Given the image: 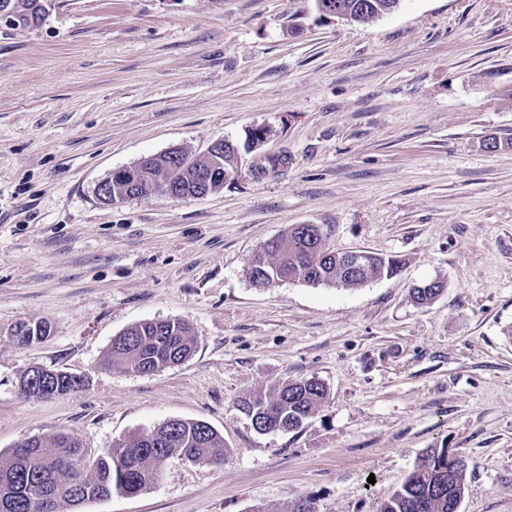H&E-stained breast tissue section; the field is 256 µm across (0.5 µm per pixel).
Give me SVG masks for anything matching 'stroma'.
Returning <instances> with one entry per match:
<instances>
[{"mask_svg":"<svg viewBox=\"0 0 512 512\" xmlns=\"http://www.w3.org/2000/svg\"><path fill=\"white\" fill-rule=\"evenodd\" d=\"M233 142L202 197L114 203L113 170ZM287 157V166L273 159ZM294 224L403 260L359 288L255 287ZM445 289L419 305L414 285ZM187 321L192 355L105 368L139 322ZM50 335L18 346L19 321ZM512 0H402L367 23L315 0H56L0 19V458L66 433L88 460L170 419L224 438L223 464L59 512H377L428 449L468 461L459 512H512ZM81 376L20 394L30 367ZM315 377L327 398L258 433L242 399ZM37 371L38 370H28L20 379L19 386L20 383H23V389H21V391L24 393L23 395L46 398L48 395V391L46 390V388L50 387L51 391L56 392L55 397H60L70 394L72 392H76L84 385V381L80 376L74 375L69 372L57 371L56 376H48V378H45L40 377L37 374ZM35 372L37 376L35 377V379H33L32 383H30L27 377L30 374L35 375Z\"/></svg>","mask_w":512,"mask_h":512,"instance_id":"obj_1","label":"stroma"}]
</instances>
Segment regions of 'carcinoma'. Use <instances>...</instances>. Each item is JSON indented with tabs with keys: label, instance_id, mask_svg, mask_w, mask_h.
Wrapping results in <instances>:
<instances>
[{
	"label": "carcinoma",
	"instance_id": "1",
	"mask_svg": "<svg viewBox=\"0 0 512 512\" xmlns=\"http://www.w3.org/2000/svg\"><path fill=\"white\" fill-rule=\"evenodd\" d=\"M38 0H0V18L22 25L20 15ZM322 13L341 11L352 22H365L397 7L400 0H319ZM236 167L224 159V167L209 172L211 186L224 184ZM180 186V198L194 197L200 183L199 171L180 169L179 159L168 153L152 159L141 185H126L131 194L153 182L167 179ZM276 245L263 260L249 265L252 281L260 284L301 281L312 285L357 288L382 276L400 271L402 260L367 253L356 272L344 270L328 243L312 237L305 225L295 224L275 238ZM48 322L21 321L13 328L18 343L37 339V328ZM194 351L190 325L183 320L138 323L112 340L107 363L123 365L140 374H153L178 364ZM20 382L26 396L45 398L48 390L65 396L83 387L81 377L59 371L43 378L26 371ZM327 397L325 385L312 377L281 384L271 394L243 401L250 417L271 416L270 425L305 423ZM224 440L212 427L198 421H167L156 429L134 435L117 448L99 455L92 465L82 461L80 444L60 433L49 440L30 438L14 448L7 461H0V512H58L61 503L79 505L107 497L112 492L135 495L155 482L161 465L172 457L191 463L217 465L224 462ZM466 468L448 473V449L432 448L402 486L381 501L377 512H450L457 493L465 490Z\"/></svg>",
	"mask_w": 512,
	"mask_h": 512
}]
</instances>
